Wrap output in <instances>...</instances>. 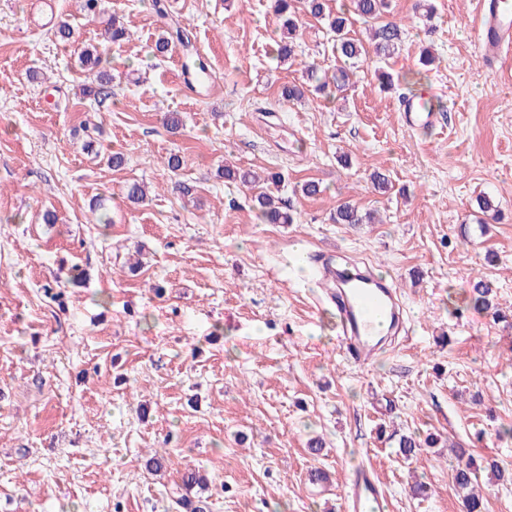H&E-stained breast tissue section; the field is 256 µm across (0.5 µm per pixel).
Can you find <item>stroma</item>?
<instances>
[{
    "label": "stroma",
    "mask_w": 512,
    "mask_h": 512,
    "mask_svg": "<svg viewBox=\"0 0 512 512\" xmlns=\"http://www.w3.org/2000/svg\"><path fill=\"white\" fill-rule=\"evenodd\" d=\"M79 2L0 0V512H176L189 468L207 479L208 512H340L360 462L392 512H459L450 444L512 462L497 438L512 425V78L481 58L472 0H387L402 28L388 59L351 17L365 53L328 97L306 77L343 65L326 21L301 17L283 64L270 0H102L93 21ZM113 15L130 32L119 46L102 36ZM175 23L190 47L154 55ZM87 48L107 62L111 111L82 94ZM189 51L209 65L210 95L188 90ZM286 84L301 102H282ZM433 89L440 124L406 129L400 96ZM267 112L280 117L268 132ZM226 164L282 174L295 222L261 221ZM309 181L318 195H303ZM133 182L145 203L127 200ZM483 196L498 220L484 222ZM345 202L375 223H334ZM322 251L392 278L411 338L371 365L348 360L310 263ZM480 278L503 320L471 304ZM409 432L438 444L408 464L395 436ZM315 467L330 484L310 483ZM417 480L427 498L409 495Z\"/></svg>",
    "instance_id": "1"
}]
</instances>
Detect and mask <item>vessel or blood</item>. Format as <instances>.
I'll list each match as a JSON object with an SVG mask.
<instances>
[{
	"label": "vessel or blood",
	"instance_id": "vessel-or-blood-1",
	"mask_svg": "<svg viewBox=\"0 0 512 512\" xmlns=\"http://www.w3.org/2000/svg\"><path fill=\"white\" fill-rule=\"evenodd\" d=\"M479 30L478 47L486 62L494 63L512 53V0H474ZM436 97L426 94L402 99L400 120L416 129L433 124ZM321 286L335 304L339 317L337 343L355 363L369 365L388 335L400 327L402 314L394 284L373 275L335 267L328 254L318 258ZM342 512H388V498L373 471L363 463L350 472Z\"/></svg>",
	"mask_w": 512,
	"mask_h": 512
}]
</instances>
